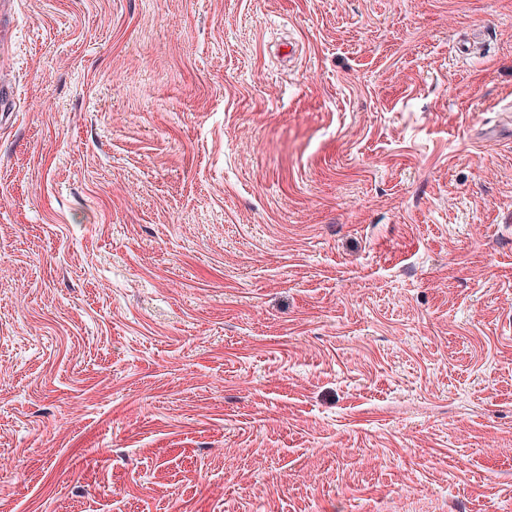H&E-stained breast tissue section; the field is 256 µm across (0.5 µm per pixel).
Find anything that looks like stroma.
Instances as JSON below:
<instances>
[{
    "instance_id": "35a3bbf8",
    "label": "stroma",
    "mask_w": 512,
    "mask_h": 512,
    "mask_svg": "<svg viewBox=\"0 0 512 512\" xmlns=\"http://www.w3.org/2000/svg\"><path fill=\"white\" fill-rule=\"evenodd\" d=\"M0 512H512V0H0Z\"/></svg>"
}]
</instances>
